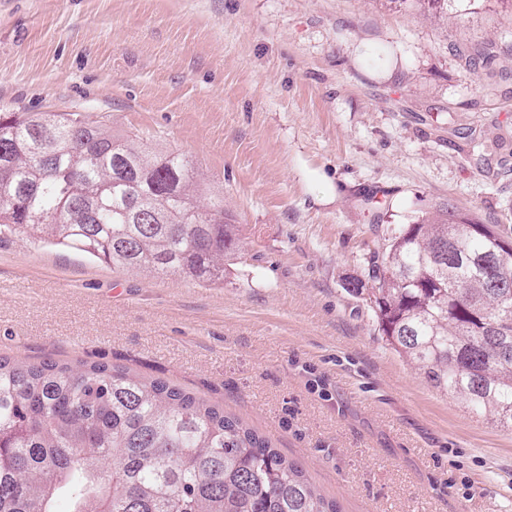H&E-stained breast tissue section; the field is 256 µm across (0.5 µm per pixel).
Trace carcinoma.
I'll list each match as a JSON object with an SVG mask.
<instances>
[{"label": "carcinoma", "mask_w": 512, "mask_h": 512, "mask_svg": "<svg viewBox=\"0 0 512 512\" xmlns=\"http://www.w3.org/2000/svg\"><path fill=\"white\" fill-rule=\"evenodd\" d=\"M434 19L458 0H387ZM182 153L151 154L78 112L0 113V236L127 270L224 282L240 234ZM449 205L366 258L378 332L430 385L512 429L508 233ZM340 512L224 410L106 364L0 358V512Z\"/></svg>", "instance_id": "cac0c4a2"}]
</instances>
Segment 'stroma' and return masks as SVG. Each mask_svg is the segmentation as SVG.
Instances as JSON below:
<instances>
[{"mask_svg": "<svg viewBox=\"0 0 512 512\" xmlns=\"http://www.w3.org/2000/svg\"><path fill=\"white\" fill-rule=\"evenodd\" d=\"M0 112H79L185 153L240 222L220 286L0 240L1 356L165 380L268 437L342 512H512V430L431 387L345 288L422 213L512 226L506 13L0 0ZM473 133L507 142L488 155Z\"/></svg>", "mask_w": 512, "mask_h": 512, "instance_id": "35a3bbf8", "label": "stroma"}]
</instances>
